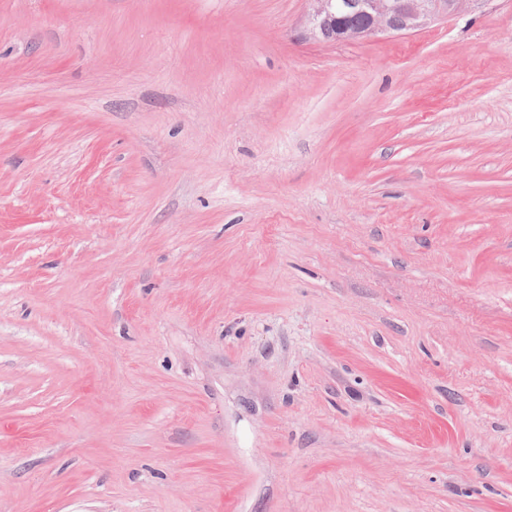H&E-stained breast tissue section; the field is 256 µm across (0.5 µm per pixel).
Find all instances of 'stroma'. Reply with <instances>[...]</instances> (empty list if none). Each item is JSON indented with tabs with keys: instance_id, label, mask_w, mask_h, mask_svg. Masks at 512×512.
<instances>
[{
	"instance_id": "1",
	"label": "stroma",
	"mask_w": 512,
	"mask_h": 512,
	"mask_svg": "<svg viewBox=\"0 0 512 512\" xmlns=\"http://www.w3.org/2000/svg\"><path fill=\"white\" fill-rule=\"evenodd\" d=\"M0 0V512H512V0ZM309 35L317 40L351 42L385 33L422 30L430 21L487 0H309ZM365 15L363 27L346 19Z\"/></svg>"
}]
</instances>
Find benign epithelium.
<instances>
[{
  "label": "benign epithelium",
  "mask_w": 512,
  "mask_h": 512,
  "mask_svg": "<svg viewBox=\"0 0 512 512\" xmlns=\"http://www.w3.org/2000/svg\"><path fill=\"white\" fill-rule=\"evenodd\" d=\"M309 35L317 40L351 42L385 33L422 30L430 21L460 11L480 0H309ZM366 16L362 27L346 19Z\"/></svg>",
  "instance_id": "obj_1"
}]
</instances>
